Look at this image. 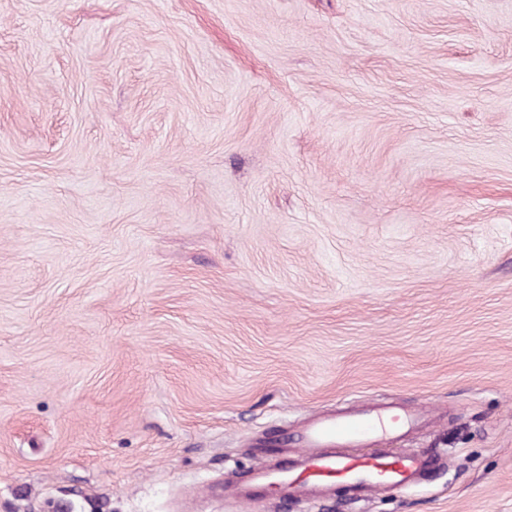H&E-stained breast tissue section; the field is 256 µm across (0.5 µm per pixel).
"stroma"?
<instances>
[{
    "label": "stroma",
    "mask_w": 512,
    "mask_h": 512,
    "mask_svg": "<svg viewBox=\"0 0 512 512\" xmlns=\"http://www.w3.org/2000/svg\"><path fill=\"white\" fill-rule=\"evenodd\" d=\"M349 406L442 465L223 498ZM0 512H512V0H0Z\"/></svg>",
    "instance_id": "stroma-1"
}]
</instances>
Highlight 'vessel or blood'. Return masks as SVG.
<instances>
[{
    "label": "vessel or blood",
    "instance_id": "vessel-or-blood-1",
    "mask_svg": "<svg viewBox=\"0 0 512 512\" xmlns=\"http://www.w3.org/2000/svg\"><path fill=\"white\" fill-rule=\"evenodd\" d=\"M428 421L422 410L396 412L381 408L338 411L315 416L300 426L284 428L261 457L236 478L224 493L248 504L277 493L295 503L321 502L338 489L371 499L391 489L419 482L438 459L429 453L391 451L400 434Z\"/></svg>",
    "mask_w": 512,
    "mask_h": 512
}]
</instances>
